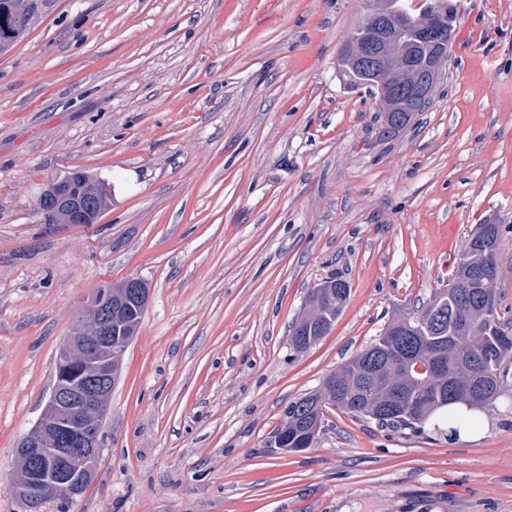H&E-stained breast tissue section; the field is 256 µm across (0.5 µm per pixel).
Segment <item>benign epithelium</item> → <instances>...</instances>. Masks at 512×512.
Returning a JSON list of instances; mask_svg holds the SVG:
<instances>
[{"instance_id": "1", "label": "benign epithelium", "mask_w": 512, "mask_h": 512, "mask_svg": "<svg viewBox=\"0 0 512 512\" xmlns=\"http://www.w3.org/2000/svg\"><path fill=\"white\" fill-rule=\"evenodd\" d=\"M438 3L407 0H368L364 16V40L341 49L352 67L366 72L380 94L392 92L403 100L393 112H420L430 103L448 50L443 22L436 17ZM14 25L32 26L48 7V0H11ZM412 39L399 40V34ZM430 50L423 71L416 60L421 45ZM398 51L408 65L393 68L389 53ZM98 194L88 185L73 187L72 177L51 180L38 198V210L53 215L59 224L92 221ZM122 308L116 289L102 288L93 311L85 314L67 337L55 367L50 398L32 430L22 439L17 458L22 474L10 483V491L23 499L28 512H37L41 501L60 494H83L84 474L94 473L101 449V427L107 404L119 376L120 357L135 333L112 335V324Z\"/></svg>"}]
</instances>
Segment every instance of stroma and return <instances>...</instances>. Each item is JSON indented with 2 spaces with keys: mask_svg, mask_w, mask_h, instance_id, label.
I'll return each mask as SVG.
<instances>
[{
  "mask_svg": "<svg viewBox=\"0 0 512 512\" xmlns=\"http://www.w3.org/2000/svg\"><path fill=\"white\" fill-rule=\"evenodd\" d=\"M430 106L396 134L336 60L363 0H52L0 56V512L15 448L95 291L149 292L96 475L44 512H512V373L478 438L329 408L316 447L271 445L289 403L413 312L479 224L512 225V0H455ZM82 169L112 203L46 224ZM350 296L307 351L311 288ZM73 175L62 180H51L38 198V210L53 215L58 224H87L98 194L88 184L73 187Z\"/></svg>",
  "mask_w": 512,
  "mask_h": 512,
  "instance_id": "1",
  "label": "stroma"
}]
</instances>
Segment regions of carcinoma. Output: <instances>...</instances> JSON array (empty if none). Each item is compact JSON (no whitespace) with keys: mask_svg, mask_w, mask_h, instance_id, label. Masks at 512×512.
I'll use <instances>...</instances> for the list:
<instances>
[{"mask_svg":"<svg viewBox=\"0 0 512 512\" xmlns=\"http://www.w3.org/2000/svg\"><path fill=\"white\" fill-rule=\"evenodd\" d=\"M501 224H482L460 251L448 279V292L436 289L419 307L420 319L409 322V328L389 322L371 344L324 380L321 387L290 403L282 425L274 439L286 451H303L318 443L330 406L351 418L371 417L370 408L386 400H394L399 414L382 417L377 423L385 427L411 428L424 426L440 410L455 403L472 408L482 407L497 399L506 384V371L512 364V318L498 310V248ZM326 283L341 288L342 294L325 288H314L308 295L307 312L290 330L292 348L304 352L333 328L348 295V284L340 278ZM127 301L121 320L126 329L139 328L143 310L134 288L127 289ZM426 342L431 354L446 370L429 373L423 368L410 378L391 362L380 376L365 381L363 372L371 356L378 350L398 352L408 344ZM493 380V388L482 400L468 394V383L474 377ZM426 393L425 400L416 394Z\"/></svg>","mask_w":512,"mask_h":512,"instance_id":"obj_1","label":"carcinoma"}]
</instances>
